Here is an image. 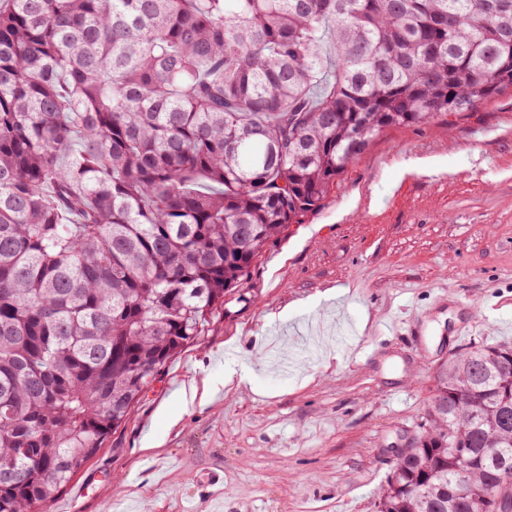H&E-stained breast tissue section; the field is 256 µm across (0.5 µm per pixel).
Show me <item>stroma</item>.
Instances as JSON below:
<instances>
[{
  "label": "stroma",
  "instance_id": "obj_1",
  "mask_svg": "<svg viewBox=\"0 0 512 512\" xmlns=\"http://www.w3.org/2000/svg\"><path fill=\"white\" fill-rule=\"evenodd\" d=\"M508 112L512 93L384 132L46 512H375L440 365L512 345ZM330 287L342 297L309 305ZM245 367L251 383L225 389ZM191 379L215 394L187 408Z\"/></svg>",
  "mask_w": 512,
  "mask_h": 512
}]
</instances>
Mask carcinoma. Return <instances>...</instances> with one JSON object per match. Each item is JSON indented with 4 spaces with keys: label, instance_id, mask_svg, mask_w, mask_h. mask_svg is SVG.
I'll return each instance as SVG.
<instances>
[{
    "label": "carcinoma",
    "instance_id": "cac0c4a2",
    "mask_svg": "<svg viewBox=\"0 0 512 512\" xmlns=\"http://www.w3.org/2000/svg\"><path fill=\"white\" fill-rule=\"evenodd\" d=\"M512 90V0H0V512L49 505L390 128ZM375 512H512V345Z\"/></svg>",
    "mask_w": 512,
    "mask_h": 512
}]
</instances>
